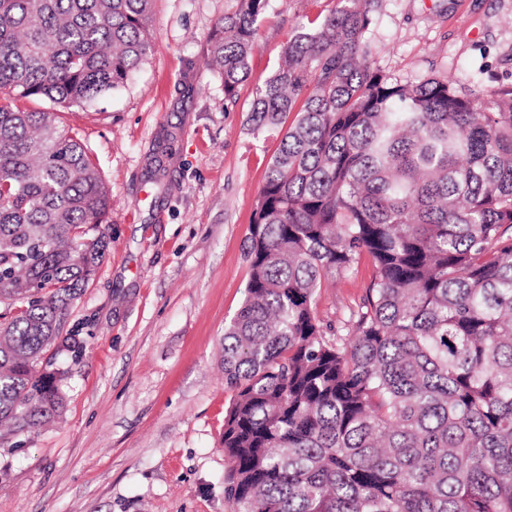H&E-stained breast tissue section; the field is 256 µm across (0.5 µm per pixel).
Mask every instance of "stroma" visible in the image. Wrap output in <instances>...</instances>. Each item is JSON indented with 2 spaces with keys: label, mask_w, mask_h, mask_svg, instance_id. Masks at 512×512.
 <instances>
[{
  "label": "stroma",
  "mask_w": 512,
  "mask_h": 512,
  "mask_svg": "<svg viewBox=\"0 0 512 512\" xmlns=\"http://www.w3.org/2000/svg\"><path fill=\"white\" fill-rule=\"evenodd\" d=\"M236 0H154V54L121 92L59 110L111 194L112 240L65 330L79 353L54 424L0 445V512H229L224 327L244 299L253 210L279 139L249 122L293 34L336 0H270L233 106L203 63ZM372 60L402 82L512 87V0H382ZM374 269L324 288L339 324Z\"/></svg>",
  "instance_id": "1"
}]
</instances>
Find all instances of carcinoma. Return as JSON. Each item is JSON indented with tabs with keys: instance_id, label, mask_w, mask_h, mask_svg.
<instances>
[{
	"instance_id": "carcinoma-1",
	"label": "carcinoma",
	"mask_w": 512,
	"mask_h": 512,
	"mask_svg": "<svg viewBox=\"0 0 512 512\" xmlns=\"http://www.w3.org/2000/svg\"><path fill=\"white\" fill-rule=\"evenodd\" d=\"M269 0H237L206 63L233 104ZM152 0H0V443L60 416L62 336L110 240L111 193L56 113L154 53ZM380 0H337L257 89L283 128L224 329L231 512H512V88L376 67ZM371 260L340 327L321 290Z\"/></svg>"
}]
</instances>
